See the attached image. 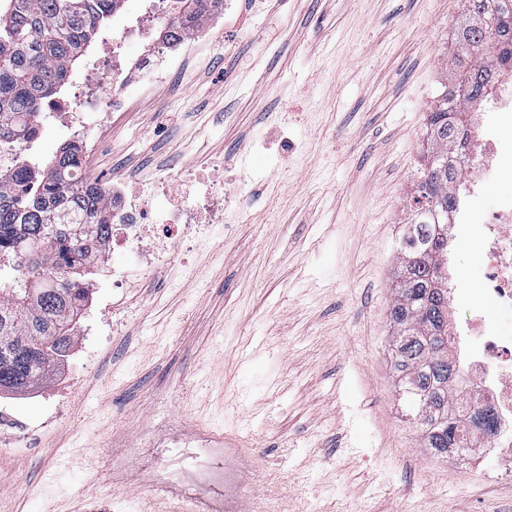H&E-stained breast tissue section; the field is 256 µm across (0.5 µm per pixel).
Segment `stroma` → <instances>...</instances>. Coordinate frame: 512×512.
I'll list each match as a JSON object with an SVG mask.
<instances>
[{
	"label": "stroma",
	"instance_id": "35a3bbf8",
	"mask_svg": "<svg viewBox=\"0 0 512 512\" xmlns=\"http://www.w3.org/2000/svg\"><path fill=\"white\" fill-rule=\"evenodd\" d=\"M462 0H235L162 84L126 86L108 129L39 118L22 154L35 167L80 136L104 187L134 186L203 158L223 161L231 201L212 239L139 273L133 310L89 336L117 291L93 268L91 312L47 378L1 392L35 427L0 449V512H170L147 489L114 486L101 458L140 428L204 427L252 459L244 512H512V478L425 448L398 395L388 314L426 116L456 52ZM512 207L486 181L472 224ZM453 306L496 308L465 238L448 249ZM96 350L86 361V344Z\"/></svg>",
	"mask_w": 512,
	"mask_h": 512
}]
</instances>
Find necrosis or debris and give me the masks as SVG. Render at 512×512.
<instances>
[{
	"label": "necrosis or debris",
	"mask_w": 512,
	"mask_h": 512,
	"mask_svg": "<svg viewBox=\"0 0 512 512\" xmlns=\"http://www.w3.org/2000/svg\"><path fill=\"white\" fill-rule=\"evenodd\" d=\"M165 2L148 0L134 23L124 25L102 45L80 93L49 105L57 120L74 124L81 114L93 112L100 126L109 125L113 114L125 108L122 89L127 81L150 71L155 82H164L181 56L195 50V39L209 25L210 15L161 32L155 19L164 14ZM132 37L143 52L131 62L125 49ZM486 103L494 110L496 123L468 135L466 173L455 182V196L460 200L480 193L477 173L484 169L497 182L512 184V156L501 151L502 136L512 133V85L493 84ZM218 166L212 160L205 169L178 178L160 173L134 193L124 186L111 188L109 240L113 250L132 252L137 258L133 267L113 265V287H129L139 271L171 263L179 245L211 238L216 225L224 221L226 191L208 175ZM472 238L482 249L488 281L484 293L493 298L498 316L491 319L476 312L464 327L449 326L448 348L458 359L469 412L486 411L495 417L492 445L508 468L512 466V340H505L501 323L512 321V208L497 213ZM140 439L134 459L108 457L125 489H135L147 477L160 498L194 502L203 512H237L235 492L252 474L248 459L237 458L233 467H225L224 446L196 434L156 433L145 428Z\"/></svg>",
	"instance_id": "4bbe7bcc"
}]
</instances>
